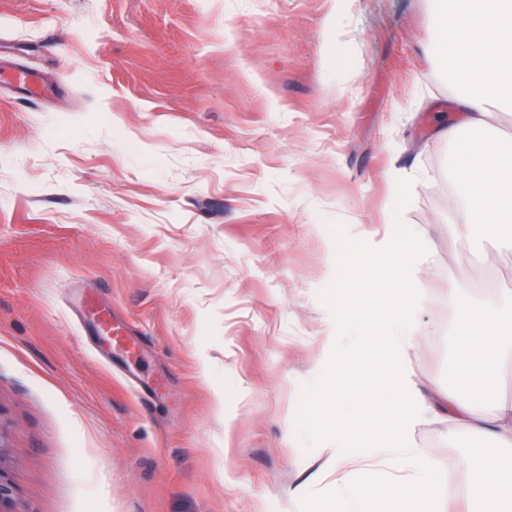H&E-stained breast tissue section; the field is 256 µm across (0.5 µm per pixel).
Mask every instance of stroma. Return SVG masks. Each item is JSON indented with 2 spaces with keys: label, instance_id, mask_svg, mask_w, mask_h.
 <instances>
[{
  "label": "stroma",
  "instance_id": "stroma-1",
  "mask_svg": "<svg viewBox=\"0 0 512 512\" xmlns=\"http://www.w3.org/2000/svg\"><path fill=\"white\" fill-rule=\"evenodd\" d=\"M428 0H0V444L19 512H313L288 499L384 355L390 300L357 237L435 249L413 366L447 386L457 318L512 296V251L456 230ZM410 187L391 199V178ZM341 252H334L335 243ZM459 288L448 302L449 285ZM363 325L322 379L337 294ZM95 296L132 351L110 349ZM438 512L479 440L430 421Z\"/></svg>",
  "mask_w": 512,
  "mask_h": 512
}]
</instances>
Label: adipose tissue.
I'll return each instance as SVG.
<instances>
[{
    "instance_id": "ef3b65f1",
    "label": "adipose tissue",
    "mask_w": 512,
    "mask_h": 512,
    "mask_svg": "<svg viewBox=\"0 0 512 512\" xmlns=\"http://www.w3.org/2000/svg\"><path fill=\"white\" fill-rule=\"evenodd\" d=\"M437 39L434 53L448 64L461 94L449 139L458 140V183L465 201V225L473 236L512 248V144L492 131L498 112L512 109V0H431ZM473 138L459 140V128ZM377 261L387 283L398 287L380 326L379 348L387 361L376 366L367 390L351 410L372 417L371 428L352 434L337 418L323 438L320 464L312 481L334 488L341 512H428L435 499V463L413 440L429 420L450 422L453 431L490 435L497 447L512 450V398L488 399L489 387L512 369V308L489 299L484 307L461 310L462 354L450 370L456 382L423 391L409 365L418 298L414 274L434 243L417 227L360 244ZM399 475L375 482L372 500L353 491L356 476L392 461ZM455 512H512V463L484 457L465 491L449 489Z\"/></svg>"
}]
</instances>
